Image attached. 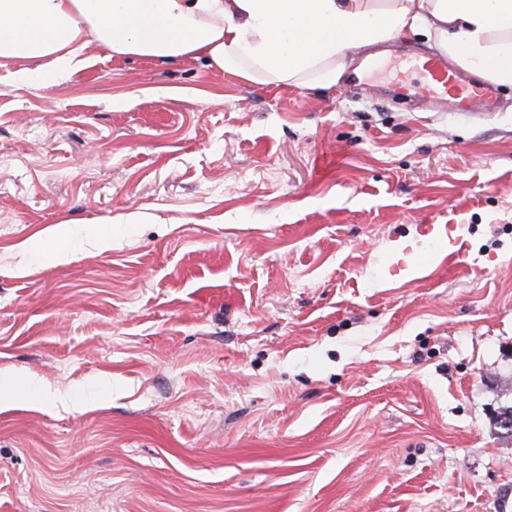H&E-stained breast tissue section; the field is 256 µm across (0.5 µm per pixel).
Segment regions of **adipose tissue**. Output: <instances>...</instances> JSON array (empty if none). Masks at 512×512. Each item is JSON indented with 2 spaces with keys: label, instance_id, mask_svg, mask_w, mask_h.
Here are the masks:
<instances>
[{
  "label": "adipose tissue",
  "instance_id": "obj_1",
  "mask_svg": "<svg viewBox=\"0 0 512 512\" xmlns=\"http://www.w3.org/2000/svg\"><path fill=\"white\" fill-rule=\"evenodd\" d=\"M415 34L512 87V0H0V66L66 72L73 44L160 63L205 59L250 83L331 90L355 57Z\"/></svg>",
  "mask_w": 512,
  "mask_h": 512
}]
</instances>
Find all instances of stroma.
Here are the masks:
<instances>
[{
	"mask_svg": "<svg viewBox=\"0 0 512 512\" xmlns=\"http://www.w3.org/2000/svg\"><path fill=\"white\" fill-rule=\"evenodd\" d=\"M388 49L0 67V512H512V88Z\"/></svg>",
	"mask_w": 512,
	"mask_h": 512,
	"instance_id": "35a3bbf8",
	"label": "stroma"
}]
</instances>
